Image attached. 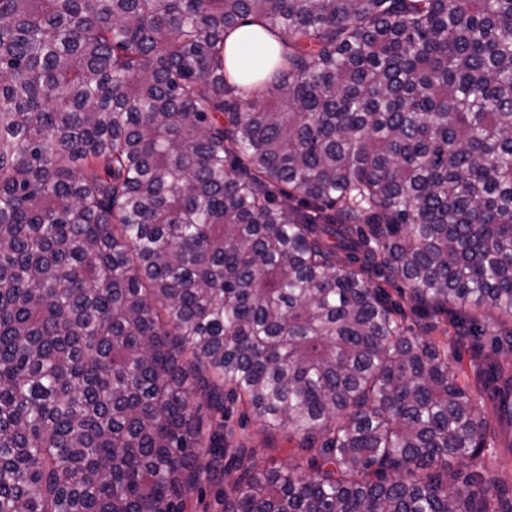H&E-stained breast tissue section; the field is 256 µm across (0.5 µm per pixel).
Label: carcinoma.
Instances as JSON below:
<instances>
[{
  "mask_svg": "<svg viewBox=\"0 0 512 512\" xmlns=\"http://www.w3.org/2000/svg\"><path fill=\"white\" fill-rule=\"evenodd\" d=\"M411 314L512 350V0H0V512H512V364ZM271 45L279 51V44L262 31L257 21L252 20L230 32L224 40L225 64L230 78L238 82V65L243 61L265 58V47ZM442 328L448 329V342L451 345V350L448 353V356H450L453 351H456L462 358L463 366L469 369L471 358L475 352L472 339L469 337H457L455 328L449 323L443 325ZM453 346L455 347V350H453ZM224 406L229 410V424L237 431H244L248 436L249 448L255 449L254 464L256 468L265 469L292 463V448L296 442L291 440L288 430H278L268 433L262 424L250 412L241 407L238 402L230 404L227 400ZM245 413V418L243 414ZM240 422L242 427L240 430ZM221 464L222 474L218 479L203 474L197 487L186 499L184 512H224V487L229 489L240 472L230 464L228 455ZM460 467L466 472H478L485 481L494 480L507 498L512 497V458L484 459L483 463L466 460Z\"/></svg>",
  "mask_w": 512,
  "mask_h": 512,
  "instance_id": "carcinoma-1",
  "label": "carcinoma"
}]
</instances>
